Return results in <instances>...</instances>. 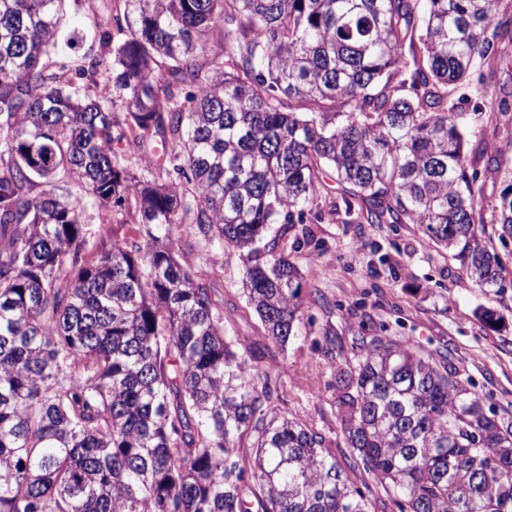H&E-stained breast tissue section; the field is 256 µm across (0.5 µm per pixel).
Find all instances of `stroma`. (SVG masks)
I'll return each mask as SVG.
<instances>
[{
  "label": "stroma",
  "mask_w": 512,
  "mask_h": 512,
  "mask_svg": "<svg viewBox=\"0 0 512 512\" xmlns=\"http://www.w3.org/2000/svg\"><path fill=\"white\" fill-rule=\"evenodd\" d=\"M125 0H68L69 27L80 39L66 56L49 54L42 60L49 71L66 77L89 58L101 65L81 86L96 96L112 89V47L120 43ZM112 34L102 44V30ZM129 170L140 174L162 166L166 155L158 135L146 132L140 148L114 145ZM72 196L81 198L84 222L90 231L80 249L91 262L114 240L144 242L142 217L134 201L102 208L87 196L84 186L64 179ZM175 249L214 289L224 315L227 335L237 341L252 372L280 381L284 392L281 410L312 425L325 437L328 448L357 484H369L376 512H389L390 502L372 478L357 466L344 439L339 409L326 386L332 380V362L352 358L353 337L386 331L409 336L425 350L449 351L462 373L471 376L485 406L512 415V251L500 249L505 270L500 291L479 287L463 274L456 261L440 250L415 224H366L327 220L304 227L288 258L304 275L305 296L299 336L280 347L265 335L260 320L242 289L244 264L238 251L193 241L174 232ZM336 339L327 353L325 336Z\"/></svg>",
  "instance_id": "stroma-1"
}]
</instances>
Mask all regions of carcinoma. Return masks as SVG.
<instances>
[{"label": "carcinoma", "instance_id": "cac0c4a2", "mask_svg": "<svg viewBox=\"0 0 512 512\" xmlns=\"http://www.w3.org/2000/svg\"><path fill=\"white\" fill-rule=\"evenodd\" d=\"M62 2L0 0V512H376L323 434L273 406L279 384L250 371L171 229L190 215L186 233L239 251L247 302L282 346L301 326L288 240L336 214L329 171L348 220L417 224L501 287L475 224L491 211L507 245L512 182L488 198L466 135L488 170L507 151L448 91L512 64V14L501 0H125L115 135L108 97L39 69L71 46ZM151 129L169 167L138 176L112 143ZM61 168L103 207L134 197L145 244L80 262L88 228L57 193ZM352 344L332 384L343 433L398 512H512V422L454 359L394 336Z\"/></svg>", "mask_w": 512, "mask_h": 512}]
</instances>
